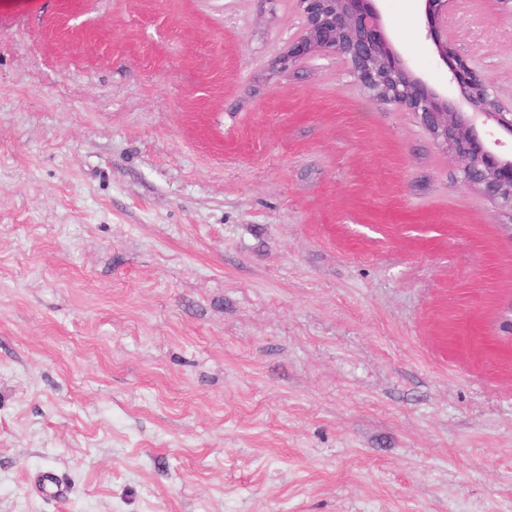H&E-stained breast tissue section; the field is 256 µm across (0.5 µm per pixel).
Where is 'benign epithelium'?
<instances>
[{
    "label": "benign epithelium",
    "mask_w": 512,
    "mask_h": 512,
    "mask_svg": "<svg viewBox=\"0 0 512 512\" xmlns=\"http://www.w3.org/2000/svg\"><path fill=\"white\" fill-rule=\"evenodd\" d=\"M300 34L281 56L284 68L332 52L343 57L359 84L379 101L405 107L418 117L437 147L459 167L462 182L512 210V160L500 157L482 135L490 128L512 137V106L448 43V5L424 0L428 36L449 64L459 96L448 99L414 75L383 31L377 0H297Z\"/></svg>",
    "instance_id": "benign-epithelium-1"
}]
</instances>
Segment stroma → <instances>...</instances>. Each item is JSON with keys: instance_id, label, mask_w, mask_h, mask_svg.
Segmentation results:
<instances>
[{"instance_id": "1", "label": "stroma", "mask_w": 512, "mask_h": 512, "mask_svg": "<svg viewBox=\"0 0 512 512\" xmlns=\"http://www.w3.org/2000/svg\"><path fill=\"white\" fill-rule=\"evenodd\" d=\"M301 26L0 0V512H512V211ZM448 41L512 102L499 0Z\"/></svg>"}]
</instances>
